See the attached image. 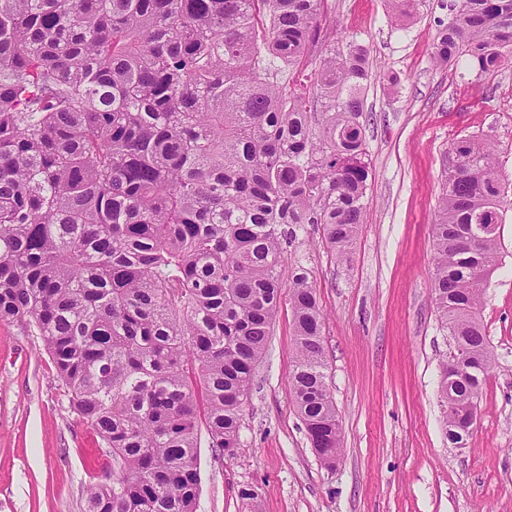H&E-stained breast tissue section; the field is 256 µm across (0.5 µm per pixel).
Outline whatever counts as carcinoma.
Listing matches in <instances>:
<instances>
[{
  "label": "carcinoma",
  "mask_w": 512,
  "mask_h": 512,
  "mask_svg": "<svg viewBox=\"0 0 512 512\" xmlns=\"http://www.w3.org/2000/svg\"><path fill=\"white\" fill-rule=\"evenodd\" d=\"M428 0H387L401 23ZM433 62L512 64V0H439ZM327 0H0V321L34 328L112 458L87 512H196L200 402L217 459L240 448L288 288L291 390L324 464L341 454L310 273L311 224L349 257L368 204V47ZM432 225L441 327L468 355L446 429L471 433L494 361L479 320L512 182L455 139Z\"/></svg>",
  "instance_id": "1"
}]
</instances>
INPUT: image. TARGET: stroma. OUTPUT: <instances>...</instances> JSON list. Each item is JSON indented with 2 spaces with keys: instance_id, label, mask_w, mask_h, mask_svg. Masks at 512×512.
<instances>
[{
  "instance_id": "1",
  "label": "stroma",
  "mask_w": 512,
  "mask_h": 512,
  "mask_svg": "<svg viewBox=\"0 0 512 512\" xmlns=\"http://www.w3.org/2000/svg\"><path fill=\"white\" fill-rule=\"evenodd\" d=\"M328 13L371 50L370 206L349 260L331 256L310 225L288 259L311 271L326 315L342 453L326 467L306 437L288 380L292 316L280 307L236 457L219 461L211 448L199 450L197 512H512V205L481 308L495 364L462 448L443 430L439 364L453 344L438 322L431 276L451 142L468 135L494 144L512 177V67L480 76L435 66V5L398 26L385 0H328ZM389 72L398 84L387 82ZM111 463L71 409L39 337L0 322V512H85L87 486L104 480ZM244 488L256 499L242 498Z\"/></svg>"
}]
</instances>
